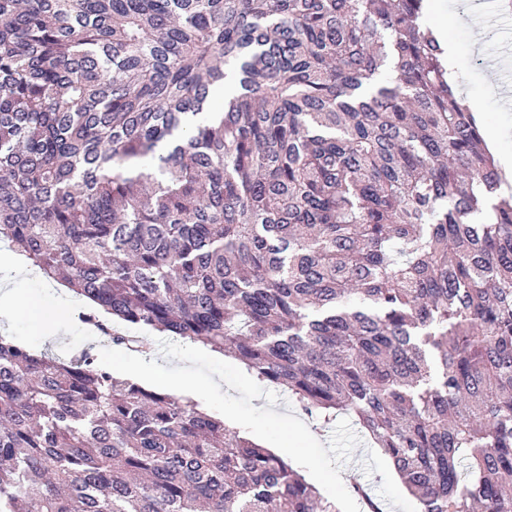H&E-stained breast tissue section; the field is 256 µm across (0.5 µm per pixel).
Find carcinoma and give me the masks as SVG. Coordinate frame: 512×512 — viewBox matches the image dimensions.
Masks as SVG:
<instances>
[{
    "instance_id": "1",
    "label": "carcinoma",
    "mask_w": 512,
    "mask_h": 512,
    "mask_svg": "<svg viewBox=\"0 0 512 512\" xmlns=\"http://www.w3.org/2000/svg\"><path fill=\"white\" fill-rule=\"evenodd\" d=\"M424 2L0 0V246L352 411L420 512H512V204ZM0 512L340 510L195 400L0 335Z\"/></svg>"
}]
</instances>
